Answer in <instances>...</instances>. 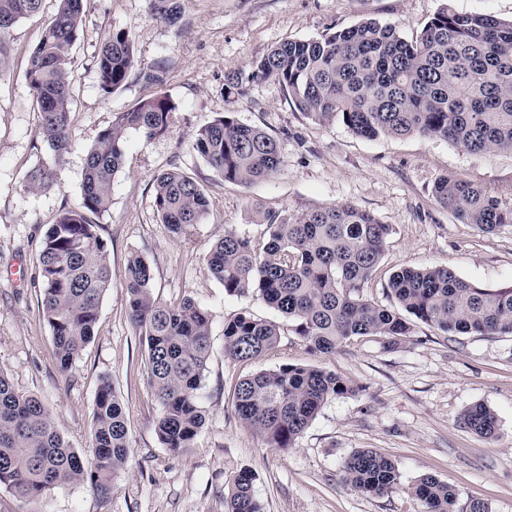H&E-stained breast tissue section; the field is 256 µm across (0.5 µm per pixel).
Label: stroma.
<instances>
[{
	"label": "stroma",
	"instance_id": "1",
	"mask_svg": "<svg viewBox=\"0 0 512 512\" xmlns=\"http://www.w3.org/2000/svg\"><path fill=\"white\" fill-rule=\"evenodd\" d=\"M443 0H180L181 19L151 16L145 0H91L72 47L71 146L55 154L38 134L39 112L26 72L58 0L20 19L6 38L8 61L0 73V372L22 393L54 411L58 430L85 449L93 424L99 379L109 376L124 405L130 438L125 468L108 497L86 483L59 486L29 503L0 486V512H225L230 479L251 471L264 512H417L416 481L432 475L457 493L456 512L472 500L490 512H512V336H444L420 324L389 345L366 336L329 354L311 352L291 321L248 293L225 294L207 264L210 246L233 229L259 236L255 206L295 214L350 203L390 227L386 248L365 295L391 305L387 284L398 268L445 266L485 288L512 282V224L485 233L458 221L432 195L441 176H456L490 190L512 206V151L474 155L417 135L367 139L342 122L318 124L287 101L271 81L247 83L226 95L227 74L249 71L285 40L320 37L375 19L395 23L411 40ZM116 30L129 32L137 67L111 96L98 89L95 57ZM154 81H145V74ZM165 94L178 105L163 136L126 138L112 204L97 219L107 243L112 289L104 297L95 335L68 374L57 368L52 336L40 308L37 254L59 212L82 191L86 151L116 113ZM274 136L282 169L251 185L224 180L192 150L195 132L224 113ZM54 172V186L24 188L38 165ZM179 168L207 192L210 211L193 244L174 238L153 209V179ZM141 254L153 275V293L170 303L190 298L211 316L212 350L199 401L205 423L191 448H164L155 431L161 407L145 369L146 344L131 325L125 269ZM279 323L280 352L248 362L224 355V323L239 314ZM321 367L352 380L355 394L329 400L298 439L280 450L237 416L232 393L244 376L284 362ZM481 403L499 424L487 439L465 428V409ZM394 462L400 485L375 498L342 481L340 465L356 450Z\"/></svg>",
	"mask_w": 512,
	"mask_h": 512
}]
</instances>
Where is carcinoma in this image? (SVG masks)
<instances>
[{"instance_id": "obj_1", "label": "carcinoma", "mask_w": 512, "mask_h": 512, "mask_svg": "<svg viewBox=\"0 0 512 512\" xmlns=\"http://www.w3.org/2000/svg\"><path fill=\"white\" fill-rule=\"evenodd\" d=\"M42 2L0 0V72L10 29L39 13ZM145 2L151 15L178 22L177 0ZM89 3L59 0L30 55L27 80L41 116L38 134L58 154L71 142V50ZM95 64L104 96L125 85L136 64L129 32L110 33ZM269 79L307 118L322 124L339 119L359 137L419 135L475 155L512 150V20L461 13L447 2L409 41L397 25L367 19L315 39L275 45L252 62L248 74H228L225 91L231 95L246 81ZM177 109L169 96L157 95L115 116L87 152L80 200L61 210L42 240L41 310L63 374L95 335L102 300L112 288L107 244L92 217L111 203L126 133L162 136ZM192 149L225 180L240 184L266 180L284 163L273 136L229 113L200 127ZM52 185L47 167L26 176L28 191ZM432 194L464 224L487 232L512 224V207L464 178L442 176ZM153 207L160 223L189 244L210 199L193 177L175 168L155 178ZM257 216L262 235L224 231L209 249V270L226 294L251 291L292 321L295 335L312 351L332 353L365 336H382L395 345L411 336L417 323L448 336L512 335V283L483 288L446 267H403L387 285L395 305L365 298L389 234V226L365 210L344 204L300 215L259 211ZM125 288L129 319L146 342L148 383L162 409L156 434L163 447L179 453L192 446L204 424L198 391L210 356V315L191 299L158 300L149 265L138 254L127 261ZM279 343L280 328L273 321L239 313L224 322V353L232 360L275 353ZM356 391L351 380L333 372L284 363L242 378L233 402L243 423L270 447L285 450L328 400ZM462 422L484 438L497 433V417L483 404L468 408ZM129 452L125 410L109 379L98 385L88 448L78 451L57 430L51 407L18 392L0 372V486L18 498L34 501L58 486L81 482L105 498ZM340 472L343 481L371 496L387 495L399 485L395 464L370 450L351 453ZM252 481L249 470L231 480L225 512H262ZM412 493L419 512H455L456 490L434 476L420 478Z\"/></svg>"}]
</instances>
